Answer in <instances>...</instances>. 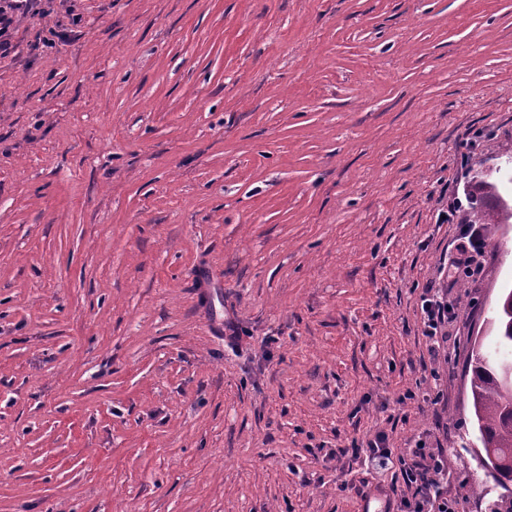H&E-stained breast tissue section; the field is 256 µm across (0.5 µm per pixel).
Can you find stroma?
<instances>
[{
	"instance_id": "1",
	"label": "stroma",
	"mask_w": 512,
	"mask_h": 512,
	"mask_svg": "<svg viewBox=\"0 0 512 512\" xmlns=\"http://www.w3.org/2000/svg\"><path fill=\"white\" fill-rule=\"evenodd\" d=\"M14 42L0 512H395L398 468L356 453L379 432L447 454L463 512L507 499L470 357L512 224L451 288L441 214L512 167V0H55ZM433 290L434 288H425L421 310L423 335L429 339L431 351L435 352L440 347V341L446 338L444 329L453 318V309L439 291Z\"/></svg>"
}]
</instances>
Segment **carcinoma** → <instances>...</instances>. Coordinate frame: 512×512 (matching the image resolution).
<instances>
[{"mask_svg": "<svg viewBox=\"0 0 512 512\" xmlns=\"http://www.w3.org/2000/svg\"><path fill=\"white\" fill-rule=\"evenodd\" d=\"M473 215H483L486 224H509L512 207L500 204L496 183L479 177L468 194ZM498 318L503 331L495 353L512 356V290L500 302ZM470 379L474 415L484 451H493L496 458L493 476L502 487L512 482V383L506 382L501 370L483 361L480 353L471 354Z\"/></svg>", "mask_w": 512, "mask_h": 512, "instance_id": "1", "label": "carcinoma"}]
</instances>
